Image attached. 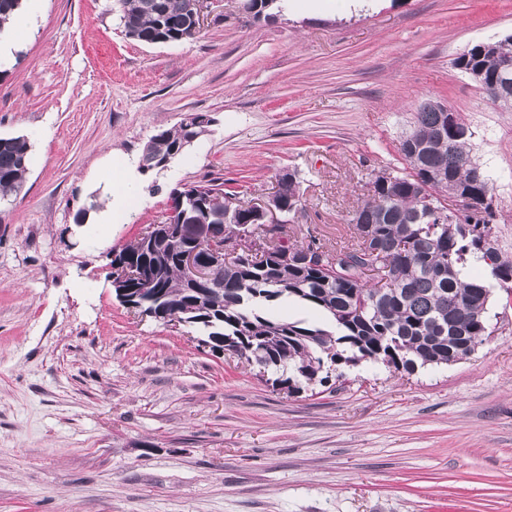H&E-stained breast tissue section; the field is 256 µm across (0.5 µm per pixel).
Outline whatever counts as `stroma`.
<instances>
[{
	"instance_id": "1",
	"label": "stroma",
	"mask_w": 512,
	"mask_h": 512,
	"mask_svg": "<svg viewBox=\"0 0 512 512\" xmlns=\"http://www.w3.org/2000/svg\"><path fill=\"white\" fill-rule=\"evenodd\" d=\"M243 5L211 0L178 43L125 38L114 0H23L25 33H0V137L32 156L22 196L0 199V512H512L502 291L467 359L411 374L362 361L294 394L117 297L112 258L186 183L256 203L296 173L289 241L350 244L369 172L404 168L424 97L472 130L498 201L491 235L512 253V112L454 65L512 35V0ZM190 113L206 132L140 171L150 137ZM116 159L138 169L143 204L120 224L99 209L77 223L108 202Z\"/></svg>"
}]
</instances>
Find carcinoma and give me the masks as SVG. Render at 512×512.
<instances>
[{"label":"carcinoma","instance_id":"carcinoma-1","mask_svg":"<svg viewBox=\"0 0 512 512\" xmlns=\"http://www.w3.org/2000/svg\"><path fill=\"white\" fill-rule=\"evenodd\" d=\"M22 0H0V32L12 23ZM189 0H116L124 34L146 41L174 40L189 20ZM512 64V36L479 42L455 60L461 71L478 69L486 99L509 109L494 85L501 66ZM199 113H189L145 144L142 167L152 169L185 140ZM472 132L459 113L443 112L431 97L420 100L400 141L403 172L384 180L370 173L368 198L353 210L356 242L332 255L314 242L285 245V225L304 210L296 174L278 179L281 224L265 225L253 207L233 202L222 184L187 183L170 192L188 219L178 239L162 231L155 242L134 240L115 254L112 269L144 267L140 287L151 306L174 313L196 328L212 349L280 372L275 386L297 392L325 383L329 371L372 361L408 374L425 366L449 365L469 356L489 335L492 286L463 276L469 259L482 260L496 286L512 296V257L489 233L495 195L469 147ZM421 146L414 155L408 143ZM30 146L21 137H0V199L21 195ZM195 224H207L224 247L242 244L250 232L259 242L252 255L224 252L216 267L218 288L192 285L179 252L193 242ZM291 260L310 257L279 272L269 260L283 249ZM292 300L326 313L331 328L281 320L268 311Z\"/></svg>","mask_w":512,"mask_h":512}]
</instances>
